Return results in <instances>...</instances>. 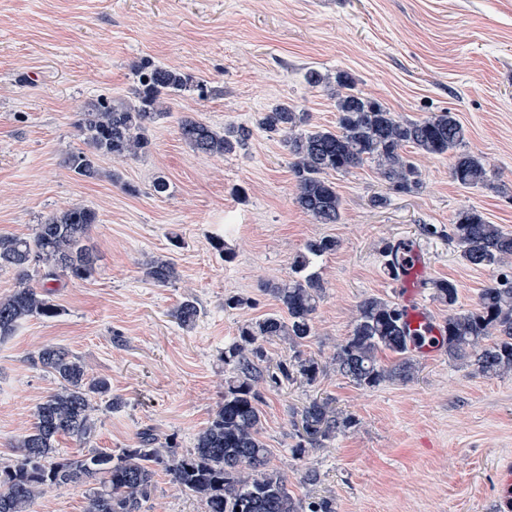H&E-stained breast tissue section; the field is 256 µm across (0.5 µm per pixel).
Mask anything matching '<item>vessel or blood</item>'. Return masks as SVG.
Segmentation results:
<instances>
[{
	"mask_svg": "<svg viewBox=\"0 0 512 512\" xmlns=\"http://www.w3.org/2000/svg\"><path fill=\"white\" fill-rule=\"evenodd\" d=\"M426 274L427 265L421 252L412 246L404 247L396 286L402 291V308L413 337L412 348L420 355L432 358L442 349L443 325L417 297Z\"/></svg>",
	"mask_w": 512,
	"mask_h": 512,
	"instance_id": "vessel-or-blood-1",
	"label": "vessel or blood"
}]
</instances>
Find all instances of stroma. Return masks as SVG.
Masks as SVG:
<instances>
[{
	"label": "stroma",
	"mask_w": 512,
	"mask_h": 512,
	"mask_svg": "<svg viewBox=\"0 0 512 512\" xmlns=\"http://www.w3.org/2000/svg\"><path fill=\"white\" fill-rule=\"evenodd\" d=\"M146 60L180 69L203 91L166 101L145 154L100 157L98 178L77 177L63 157L88 148L74 126L78 108L132 100ZM309 67L331 78L348 71L358 91L407 119L455 112L490 186H461L449 156L412 150L416 190L370 206L385 185L368 162L333 177L341 221L316 223L294 203L286 147L255 127L277 102L307 113L310 125L335 127L336 101L304 82ZM184 116L218 130L248 125L253 136L245 150L205 157L181 138ZM160 175L169 183L163 196L152 191ZM74 204L98 215L96 273L47 283L30 265L29 283L48 286L61 312L28 318L0 341V461L15 459L36 406L57 388L31 363L46 345L80 357L89 377L107 379L123 400L110 410L92 397L93 438H60V455L90 446L116 454L145 428L172 439L177 453L191 450L224 399L225 346L243 323L278 311L271 287L291 277L308 240L329 235L341 246L318 262L326 292L314 337L298 349L284 339L267 347L268 367L297 353L325 367L314 383L263 389L272 467L295 498L330 499L336 512H498L496 467L512 461V373L487 377L444 354H417L413 380L366 388L336 373L331 356L363 299L401 301L383 266L386 243L425 252L430 275L419 298L443 320L449 310L434 299L433 281L456 283L461 310L496 278L464 262L446 230L457 211L474 208L512 231V0H0V234L30 235ZM427 224L438 235L425 234ZM156 257L175 264V282L145 280L142 265ZM230 296L242 306L225 308ZM186 300L200 313L184 325L173 313ZM315 398L356 424L297 457L293 422ZM310 469L316 482L304 479ZM89 494L54 486L33 510L85 512ZM145 512L203 508L162 471Z\"/></svg>",
	"instance_id": "obj_1"
}]
</instances>
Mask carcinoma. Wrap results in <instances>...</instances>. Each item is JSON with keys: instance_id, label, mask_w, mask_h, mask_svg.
<instances>
[{"instance_id": "obj_1", "label": "carcinoma", "mask_w": 512, "mask_h": 512, "mask_svg": "<svg viewBox=\"0 0 512 512\" xmlns=\"http://www.w3.org/2000/svg\"><path fill=\"white\" fill-rule=\"evenodd\" d=\"M138 86L134 101L110 99L91 102L78 113L75 127L94 149L67 153V168L79 177L99 175L95 154L117 159L132 158L148 146L144 131L163 115V100L191 88L192 77L166 67L142 63L136 69ZM331 96L336 99V129H306L304 113L286 102L273 104L260 114L257 126L283 141L292 156L296 182L295 203L320 224L340 220L342 200L329 176L348 173L366 162L376 164L379 177L394 193L420 185L419 171L405 149L428 155L451 154L452 179L464 187L488 181L483 159L464 150L466 130L452 112L423 120H409L390 111L380 101L355 90V79L339 71ZM179 131L183 140L200 154L224 156L245 148L252 138L250 127L230 125L224 131L185 116ZM97 223L94 210L72 205L36 225L30 237L0 235V268L16 270L19 285L0 298V340L13 335L30 317L52 318L60 308L46 292L27 285V268L43 266V278L60 276L85 281L96 272V255L90 231ZM448 238L456 241L465 261L476 267L495 268L512 256V232L489 223L476 209H463L448 226ZM339 241L330 236L307 241L292 263V277L270 289L286 316L270 314L245 323L239 339L224 348V365L231 376L225 382L224 402L196 439L193 451L177 454L169 442H160L151 429L137 434L134 445L114 455L98 448L64 457L58 453L62 437L89 441L94 431L91 395L105 398L107 408L121 401L112 397L105 379H90L80 358L57 346H45L32 356V364L50 373L58 388L36 406L32 430L17 444L20 454L12 463H0V512H31L44 487L95 484L87 512H142L154 489L158 469L198 498L204 512H335L327 500L304 503L288 490L287 477L270 468L269 449L262 439L258 386L265 379L301 377L317 380L324 366L316 359L296 354L293 361L277 366L264 377V344L284 338L299 347L315 336L314 315L326 287L316 270L319 258L336 252ZM143 275L165 286L177 278L174 264L152 259L143 264ZM433 296L452 308L458 300L457 284L449 279L432 283ZM443 348L448 357L469 359L486 376L512 371V271L501 272L481 289L473 308L454 311L445 321ZM495 340L488 344L490 336ZM411 335L404 311L381 298H366L348 336L337 344L331 358L336 372L358 386L376 387L396 379L414 378L415 364L407 357ZM397 356L386 366L380 355ZM356 424L351 416L337 413L323 400H312L293 422L298 442L293 452L322 445Z\"/></svg>"}]
</instances>
